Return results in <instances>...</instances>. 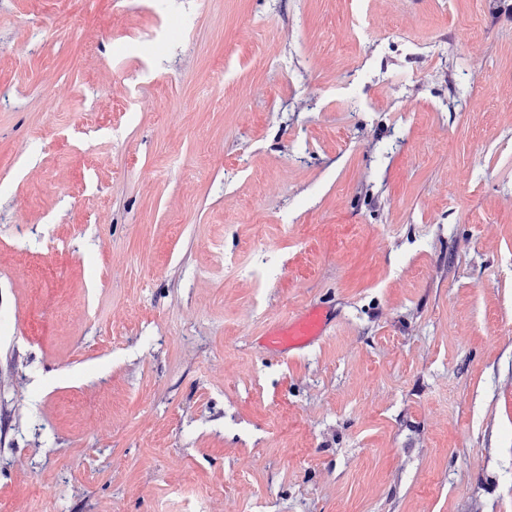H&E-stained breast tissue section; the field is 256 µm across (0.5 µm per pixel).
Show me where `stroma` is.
<instances>
[{
  "label": "stroma",
  "mask_w": 512,
  "mask_h": 512,
  "mask_svg": "<svg viewBox=\"0 0 512 512\" xmlns=\"http://www.w3.org/2000/svg\"><path fill=\"white\" fill-rule=\"evenodd\" d=\"M506 7L0 0V512H512ZM330 316L329 308L311 305L294 316L270 325L257 340L267 350L288 357L325 336L331 323Z\"/></svg>",
  "instance_id": "obj_1"
}]
</instances>
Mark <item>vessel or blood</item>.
Listing matches in <instances>:
<instances>
[{
	"instance_id": "obj_1",
	"label": "vessel or blood",
	"mask_w": 512,
	"mask_h": 512,
	"mask_svg": "<svg viewBox=\"0 0 512 512\" xmlns=\"http://www.w3.org/2000/svg\"><path fill=\"white\" fill-rule=\"evenodd\" d=\"M331 311L312 305L300 313L270 325L259 342L267 350L288 357L308 348L326 335Z\"/></svg>"
}]
</instances>
